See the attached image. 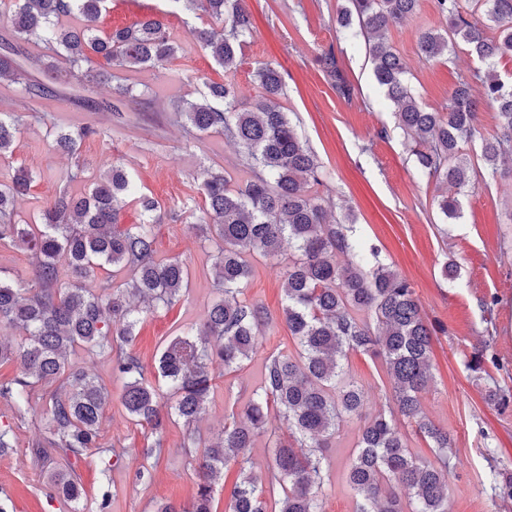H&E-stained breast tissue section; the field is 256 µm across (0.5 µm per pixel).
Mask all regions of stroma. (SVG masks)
I'll use <instances>...</instances> for the list:
<instances>
[{"instance_id": "35a3bbf8", "label": "stroma", "mask_w": 512, "mask_h": 512, "mask_svg": "<svg viewBox=\"0 0 512 512\" xmlns=\"http://www.w3.org/2000/svg\"><path fill=\"white\" fill-rule=\"evenodd\" d=\"M246 2L254 25L233 76L239 108H253L262 97L257 68L264 63L277 66L286 82L280 104L327 174L318 192L334 201L329 219L352 221L357 237L376 246L382 259L413 285L428 322L444 327L433 338L434 381L422 407L454 439L448 512H512V500L494 496L490 482L492 467L512 468V408L502 412L485 399L492 382L512 388V378L506 376L512 371V155L499 159L494 177L462 189L459 217L446 218L436 204L446 184L420 169L395 124L393 105L377 86L363 41L336 23L347 0ZM151 13L163 18L179 50L166 68L127 73L129 84L148 87L156 105L147 109L127 101L125 123L102 108L117 99L112 85L94 86L85 103L64 96L31 100L16 84L0 79V110L25 117L12 156L0 161V180L9 181L20 168L38 175L30 196L17 202L18 211L29 215L46 206L58 191L61 172L81 166L88 177L94 176L108 159L121 163L159 202L162 221L154 227L157 254L186 265L190 288L172 307L141 318L131 349L150 378L166 342L184 326L199 322L215 298L212 249L202 245L194 227V212L202 205V172H221L238 184L251 175L234 142L218 134H189L171 110L174 102L200 99L206 82L224 79L223 69L190 34L201 24L197 13L173 0H112L109 12L97 23L98 33L107 35L112 28L132 25ZM441 25L433 0H420L417 12L392 23L387 33L407 66L411 87L431 111L447 106L459 76L486 69L461 43L446 58L421 56L420 33ZM330 51L352 88L350 96L339 95L323 69L322 59ZM54 123H89L99 134L69 156L47 142L46 128ZM450 261L461 268L453 280L441 274ZM253 267L247 295L264 307L270 323L262 331L258 352L243 369L217 372L207 411L195 425L196 436L205 444L216 441L225 417L240 412L247 402L260 382L266 356L296 350L282 314L284 260L258 256ZM491 298L496 304L488 313L483 304ZM481 350L495 361L478 377L469 362ZM69 362L97 376L111 391L101 442L122 455L105 476L97 457L75 461L87 502H96L105 488L111 494L109 512H156L166 502L190 506L199 475L183 449V423L168 425L151 480L138 481L149 433L129 420L121 404V381L113 377L106 359L84 349L72 352ZM349 365L350 377L365 388V413L385 408L392 400V386L384 361L357 353ZM361 425L357 417L346 418L326 451L330 469L320 495L323 512H356L357 497L346 473ZM15 434L16 448L0 455V497L9 496L15 512H73V503L49 499L47 480L31 463L29 448L38 430L19 425Z\"/></svg>"}]
</instances>
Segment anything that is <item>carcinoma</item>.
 I'll list each match as a JSON object with an SVG mask.
<instances>
[{"label":"carcinoma","instance_id":"obj_1","mask_svg":"<svg viewBox=\"0 0 512 512\" xmlns=\"http://www.w3.org/2000/svg\"><path fill=\"white\" fill-rule=\"evenodd\" d=\"M174 2L188 10L199 7L224 24L219 34L196 27L191 35L224 70L225 79L208 85L201 100L173 110L198 133H222L237 143L248 165L257 169L243 185L231 183L222 172H204L201 232L214 250L216 298L205 311L202 328L185 327L163 349L155 380H149L129 349L140 322L129 298L155 310L168 308L189 284L183 263L158 257L154 248L159 203L136 190L123 166L107 161L87 192L70 190L84 179L85 170L78 166L59 177L64 186L39 215L24 218L16 202L29 195L34 175L19 169L9 182H0V242L24 246L35 263L23 285L0 278V327L22 336L14 344L0 343V364L14 361L19 366L16 376L0 380V401L10 406L18 423L40 428L30 454L53 496L80 503L84 490L71 459L95 455L105 473L121 455L100 443L109 391L96 377L72 368L68 354L83 347L109 358L113 376L123 382L121 401L130 421L151 430L146 457L160 455L169 422L189 427L205 412L215 370L236 372L258 351L268 317L246 295L253 274L250 258L256 253L274 257L286 242L290 252L283 320L298 351L267 358L242 416L225 420L219 440L205 448L191 507L166 503L157 512H215L213 487L231 462L239 466L241 481L228 512H270L268 496L278 489V512H322L325 448L345 418L359 413L365 398L363 385L345 381L353 353L382 358L394 392L393 406L368 419L359 432L347 472L357 512H448L451 438L421 409L433 379L432 337L442 327L425 319L411 284L380 259L377 248L355 239L352 226L326 220L333 200L311 193L324 182L323 166L279 104L286 91L281 72L270 64L259 67L263 102L256 112L237 109L239 91L232 75L252 28L244 0ZM434 2L445 25L420 34L422 55L443 57L459 41L487 64L512 55V0H470L466 7L462 0ZM418 4L349 0L339 22L364 38L378 86L395 105L398 125L411 137L421 170L459 189L471 188L478 179L495 175L500 157L512 154V85L490 66L475 75L484 100L497 111L500 129L496 138L483 141L480 168L461 155L474 135L473 83L459 81L448 111H428L411 93L406 69L387 43L389 24L413 15ZM107 8L108 0H0V16L13 31V38L0 42V79L19 85L29 99L43 98L81 75L90 84L110 83L114 68L158 69L175 57L178 44L157 18L98 36L94 23ZM489 30L496 35L488 36ZM27 44L48 53L33 58ZM92 53L106 67L90 68ZM28 63L39 67L48 81L32 76ZM325 64L336 90L350 96L334 52L325 56ZM117 93L153 105L146 89L122 85ZM22 123L21 115L0 113V160L12 155ZM50 133L56 149L74 154L99 129L54 125ZM128 205L137 207L144 221L122 229L120 214ZM487 397L501 408L512 403V391L499 384L488 388ZM273 407L288 438L276 440L260 483L251 472L250 450L268 432ZM412 433L430 442L435 461L410 450ZM491 478L495 494L512 500V472L496 471Z\"/></svg>","mask_w":512,"mask_h":512}]
</instances>
